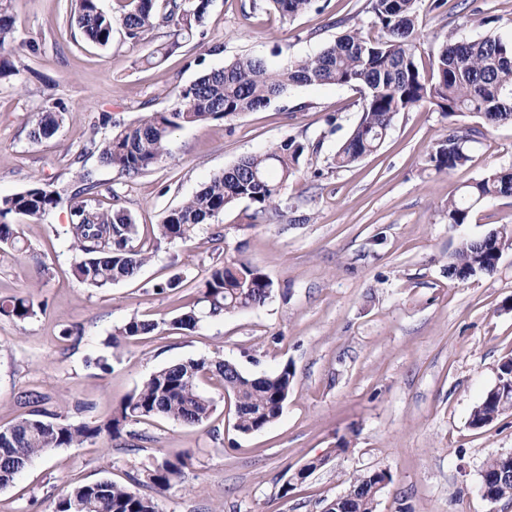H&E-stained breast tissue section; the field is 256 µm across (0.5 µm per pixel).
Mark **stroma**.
I'll return each instance as SVG.
<instances>
[{"label": "stroma", "instance_id": "obj_1", "mask_svg": "<svg viewBox=\"0 0 512 512\" xmlns=\"http://www.w3.org/2000/svg\"><path fill=\"white\" fill-rule=\"evenodd\" d=\"M251 3L214 0L206 39L148 68L136 59L163 41L162 32L133 45L118 31L104 50L84 39L70 0L7 2L22 46L13 58L18 81H0V196L36 180L71 186L86 169L118 191L103 205L131 212L146 237L241 157L288 136L322 148L289 180L281 213L249 226L241 208L225 211L199 225L191 243L162 245L134 279L103 290L82 288L70 275L66 208L18 218L25 248L0 249V298L29 293L40 310L26 321L0 316V428L21 414L16 400L31 389L42 395L43 409L69 420H105L154 371L190 358L218 354L255 376L288 365L295 377L282 415L261 431H235L221 384L206 381L216 410L204 424L156 418L114 440L52 450L0 489V512H52L64 480L129 484L168 449L191 460L183 483L157 496L159 512H323L352 476L373 470L392 476L375 512H512V501L492 503L478 490L484 462L512 454V415L481 429L469 424L501 362L512 357V250L493 274L465 282L448 276L462 239L512 224V197L475 207L466 224H449L446 216L449 192L512 167V123L487 127L469 112L448 117L426 107L403 112L378 151L334 169L329 162L350 131L359 95L326 85L183 128L172 135L166 162L131 179L85 153L90 139L105 133L101 114L116 124L136 121L167 106L174 88L238 56L262 55L277 67L319 53L369 19L366 0H320L323 12L289 22ZM429 5L419 0L422 63L451 35L512 42V0H445L436 11ZM468 10L488 25L465 22ZM214 43L222 51L211 52ZM58 104L65 109L59 132L33 141L35 113ZM474 127L483 134L470 162L447 173L430 166L439 140ZM218 230L223 238L216 241ZM238 253L275 285L264 306L221 320L201 316L191 332L165 329L113 344L130 318L180 314L206 269ZM176 273L179 290L157 291ZM78 402L89 412L76 414ZM317 458L322 466L286 489L289 469Z\"/></svg>", "mask_w": 512, "mask_h": 512}]
</instances>
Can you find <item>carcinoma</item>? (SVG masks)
I'll list each match as a JSON object with an SVG mask.
<instances>
[{
	"instance_id": "carcinoma-1",
	"label": "carcinoma",
	"mask_w": 512,
	"mask_h": 512,
	"mask_svg": "<svg viewBox=\"0 0 512 512\" xmlns=\"http://www.w3.org/2000/svg\"><path fill=\"white\" fill-rule=\"evenodd\" d=\"M107 12L100 0H73L72 18L91 43L107 48L115 26H121L132 44L153 29L166 30V40L141 58L145 66H158L183 43L205 36L206 19L213 0H113ZM263 7L292 20L312 9L318 0H262ZM371 27L360 23L314 56L290 58L280 67L270 66L259 55H245L220 69L202 73L191 84L172 92L169 104L142 118L110 131L94 143L100 162L120 175L133 178L164 163L170 155L171 135L186 126L222 121L230 116L263 109L292 88L336 85L357 88L361 101L349 135L337 148L331 165L347 168L376 152L384 143L401 112L429 107L445 116L470 112L489 125L512 122V44L492 36L455 40L448 38L435 56L430 72L420 68L416 41L418 0H366ZM15 31L5 4L0 0V80L20 71L10 60ZM64 107L36 113L30 130L34 141L55 136L63 122ZM482 135L470 129L440 140L429 154L439 172L452 171L470 161L471 144ZM320 144L287 137L265 152L240 158L214 175L202 189L170 211L153 229L155 247L164 242L194 238L197 226L219 217L225 210L247 203L250 220L279 213L282 190L300 170L308 154ZM82 186L70 192L35 182L22 192L0 197V246L20 242L17 216L38 217L65 205L70 219L67 234L73 251L71 274L84 288L102 290L134 278L152 257V248L141 244L139 227L124 209L105 208L99 196L117 197L116 190L101 188L92 173L80 175ZM512 196V168L495 171L466 186L461 195L448 194V223H469L473 208L495 198ZM512 247V226L502 225L486 235L464 239L448 262V276L466 281L490 274L503 251ZM274 282L260 268L238 255L210 267L203 280L200 301L208 317L264 305L273 295ZM0 315L24 321L37 315L32 296H13L0 301ZM199 318L191 309L176 316L170 326L195 329ZM160 329V322L131 318L116 330L118 338L134 339ZM219 378L233 407L234 429L257 432L280 417V402L288 400L295 372L290 365L273 375L244 374L220 357L187 359L152 373L142 385L112 406L104 421L71 422L35 408L39 395L23 392L17 403L29 411L0 429V488L13 484L34 458L55 448L80 447L107 436L116 438L131 425L167 418L185 425L210 419L215 405L200 389L201 380ZM512 412V358L499 366L496 383L472 409L469 424L481 429ZM188 456L165 454L142 467L133 481L162 495L181 481ZM391 475L371 471L354 476L346 489L351 512H375L380 492L377 483ZM480 483L491 502L512 499V457L499 455L486 461ZM53 512H158L154 497L137 488L108 479L88 484L64 482Z\"/></svg>"
}]
</instances>
